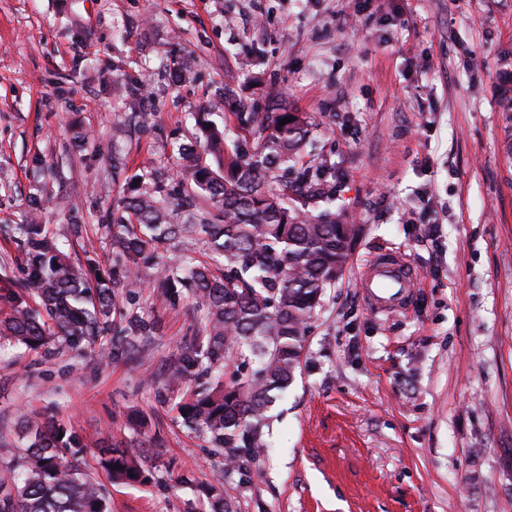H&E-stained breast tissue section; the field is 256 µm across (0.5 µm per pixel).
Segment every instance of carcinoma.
<instances>
[{
    "mask_svg": "<svg viewBox=\"0 0 512 512\" xmlns=\"http://www.w3.org/2000/svg\"><path fill=\"white\" fill-rule=\"evenodd\" d=\"M232 117L240 138L234 148L223 145L226 133L205 120L178 146L183 194L176 204L169 205L163 174L146 168L112 204L107 228L117 263L153 258L161 245L193 236L223 258L218 275L202 262L165 266L157 288L171 304L177 288H185L206 309L199 336L173 375L202 365L218 370L221 379L243 355L259 360L247 377L178 406L184 423L205 432L213 447L256 458L264 447L273 392L294 382L305 333L336 271L346 265L359 228L332 209L335 190L323 174L333 164L315 153L303 160L310 133L305 117L283 107L256 112L245 101ZM285 117L291 122L282 126ZM154 122L153 112H132L113 127L112 177L126 168L127 135ZM210 205L222 223L210 221ZM16 230L31 255L28 287L13 293V310L0 321V335L30 349L54 337L73 347L92 344L110 325L115 289L136 287V276L129 268L120 278L101 274L91 257L85 267L63 261L36 221ZM20 427L24 448L0 470V512H108L100 484L67 459L78 452L67 428L31 418ZM98 457L116 481H150L135 448L104 447Z\"/></svg>",
    "mask_w": 512,
    "mask_h": 512,
    "instance_id": "cac0c4a2",
    "label": "carcinoma"
}]
</instances>
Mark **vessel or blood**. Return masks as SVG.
<instances>
[{
    "mask_svg": "<svg viewBox=\"0 0 512 512\" xmlns=\"http://www.w3.org/2000/svg\"><path fill=\"white\" fill-rule=\"evenodd\" d=\"M415 285V273L401 254L374 256L360 271L359 286L371 308L392 313L405 305Z\"/></svg>",
    "mask_w": 512,
    "mask_h": 512,
    "instance_id": "obj_1",
    "label": "vessel or blood"
}]
</instances>
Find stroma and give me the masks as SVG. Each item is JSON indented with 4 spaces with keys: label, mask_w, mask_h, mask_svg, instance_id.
<instances>
[{
    "label": "stroma",
    "mask_w": 512,
    "mask_h": 512,
    "mask_svg": "<svg viewBox=\"0 0 512 512\" xmlns=\"http://www.w3.org/2000/svg\"><path fill=\"white\" fill-rule=\"evenodd\" d=\"M176 62L191 75L173 87ZM511 76L512 0H0V318L31 197L70 262L111 270L112 127L142 84L156 118L133 130L129 172L175 187L172 147L197 114L220 126L238 100L282 99L309 117L343 218L362 228L258 458L226 468L183 424L178 403L215 386L199 368L171 377L203 312L187 291L158 304L159 263H142L100 348L0 337V467L37 415L84 443L110 512H210L218 493L234 512H512V117L498 108ZM388 250L417 280L408 309L378 315L358 274ZM133 313L150 335L127 332ZM120 442L148 484L100 468L99 448Z\"/></svg>",
    "instance_id": "obj_1"
}]
</instances>
